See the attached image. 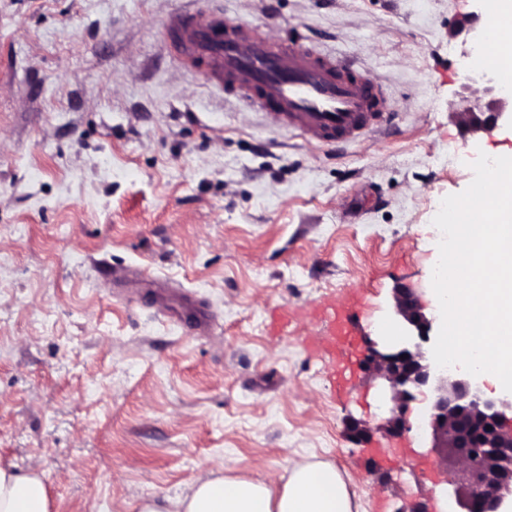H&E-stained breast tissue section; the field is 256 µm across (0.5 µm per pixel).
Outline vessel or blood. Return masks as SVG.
<instances>
[{"label":"vessel or blood","mask_w":512,"mask_h":512,"mask_svg":"<svg viewBox=\"0 0 512 512\" xmlns=\"http://www.w3.org/2000/svg\"><path fill=\"white\" fill-rule=\"evenodd\" d=\"M165 28L226 97L320 146L342 148L392 125L383 85L354 59L323 52L299 36L272 42L220 16L177 13ZM325 322L328 335L344 336L350 345L363 327L354 306L327 314Z\"/></svg>","instance_id":"vessel-or-blood-1"}]
</instances>
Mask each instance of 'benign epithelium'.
Here are the masks:
<instances>
[{"instance_id": "1", "label": "benign epithelium", "mask_w": 512, "mask_h": 512, "mask_svg": "<svg viewBox=\"0 0 512 512\" xmlns=\"http://www.w3.org/2000/svg\"><path fill=\"white\" fill-rule=\"evenodd\" d=\"M489 105L494 111L487 124L467 108L460 113L472 133L512 123V111L503 100ZM391 298L396 336L385 343L367 338L362 369L365 380L387 387L392 407L372 428L350 419L351 439L365 444L375 431L387 438L409 432L410 405L415 393L425 389L431 392L424 410L429 453L444 475L446 496L456 512H505L512 505V430L505 427L512 393L503 390L490 397L479 377L437 367L428 356L434 319L409 288H393Z\"/></svg>"}]
</instances>
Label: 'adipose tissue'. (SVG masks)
<instances>
[{
    "mask_svg": "<svg viewBox=\"0 0 512 512\" xmlns=\"http://www.w3.org/2000/svg\"><path fill=\"white\" fill-rule=\"evenodd\" d=\"M496 16L489 56L475 67L512 69V0H493ZM177 512H353L345 483L335 468L310 464L295 468L278 488L238 478L201 479L191 495L176 500ZM0 512H50L46 487L37 472L17 471L0 462Z\"/></svg>",
    "mask_w": 512,
    "mask_h": 512,
    "instance_id": "1",
    "label": "adipose tissue"
}]
</instances>
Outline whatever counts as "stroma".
Wrapping results in <instances>:
<instances>
[{"instance_id": "stroma-1", "label": "stroma", "mask_w": 512, "mask_h": 512, "mask_svg": "<svg viewBox=\"0 0 512 512\" xmlns=\"http://www.w3.org/2000/svg\"><path fill=\"white\" fill-rule=\"evenodd\" d=\"M222 10L264 38L297 33L386 85L394 129L329 151L205 83L164 28ZM481 0H0V459L37 470L50 512H138L196 480L280 481L323 463L354 512H445L419 413L365 445L354 417L387 404L332 366L322 308L364 297L365 332L395 286L430 317L442 199L512 125L474 138L487 100L455 28L487 31ZM207 306L186 332L150 288Z\"/></svg>"}]
</instances>
